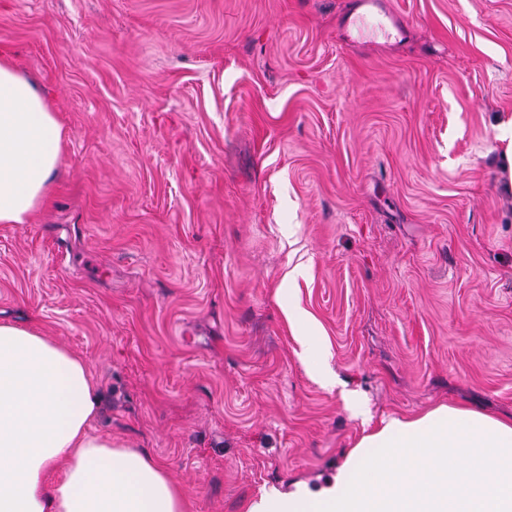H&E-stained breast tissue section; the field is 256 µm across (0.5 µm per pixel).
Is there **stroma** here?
Here are the masks:
<instances>
[{"label":"stroma","instance_id":"1","mask_svg":"<svg viewBox=\"0 0 512 512\" xmlns=\"http://www.w3.org/2000/svg\"><path fill=\"white\" fill-rule=\"evenodd\" d=\"M354 2L0 0L67 149L0 224V320L85 360L93 430L187 512L320 484L387 416L512 418V0Z\"/></svg>","mask_w":512,"mask_h":512}]
</instances>
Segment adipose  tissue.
I'll use <instances>...</instances> for the list:
<instances>
[{"mask_svg": "<svg viewBox=\"0 0 512 512\" xmlns=\"http://www.w3.org/2000/svg\"><path fill=\"white\" fill-rule=\"evenodd\" d=\"M65 160L49 98L0 51V223L29 222ZM98 406L80 356L0 322V512H186L149 454L92 432ZM246 512H512V420L449 405L383 419L323 486L270 488Z\"/></svg>", "mask_w": 512, "mask_h": 512, "instance_id": "ef3b65f1", "label": "adipose tissue"}]
</instances>
